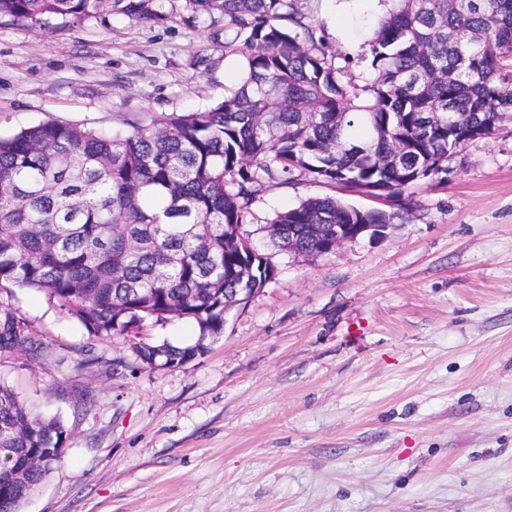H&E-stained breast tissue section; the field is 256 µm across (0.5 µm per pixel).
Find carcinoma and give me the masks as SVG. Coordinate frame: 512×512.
Instances as JSON below:
<instances>
[{
	"label": "carcinoma",
	"mask_w": 512,
	"mask_h": 512,
	"mask_svg": "<svg viewBox=\"0 0 512 512\" xmlns=\"http://www.w3.org/2000/svg\"><path fill=\"white\" fill-rule=\"evenodd\" d=\"M157 0H0V19L42 28L101 12L159 18ZM224 17V48L246 61L217 106L162 116L124 134L48 119L0 136V290L43 293L93 337L131 335L148 321L189 320L224 332V289H262L274 267L239 235L263 182L312 178L349 193L380 188L399 211L359 214L331 197L283 211L277 224H392L411 210L412 175L464 142L448 129L512 116V0H393L370 39L375 79L363 86L317 44L293 0H188ZM287 20L303 29L281 25ZM33 360L43 343L0 305V352ZM183 366L194 347L168 346ZM63 422L0 384V448H52L24 483L0 484V512H21L63 457Z\"/></svg>",
	"instance_id": "1"
}]
</instances>
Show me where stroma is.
Listing matches in <instances>:
<instances>
[{"label":"stroma","mask_w":512,"mask_h":512,"mask_svg":"<svg viewBox=\"0 0 512 512\" xmlns=\"http://www.w3.org/2000/svg\"><path fill=\"white\" fill-rule=\"evenodd\" d=\"M294 5L358 83L374 78L365 34L389 0ZM159 10L0 23V135L49 118L118 131L223 101L241 62L223 18ZM412 192L383 236L308 259L270 241L278 212L373 199L257 186L241 233L276 275L175 369L91 338L43 293H0L46 345L1 356L0 383L69 434L22 512H512V122Z\"/></svg>","instance_id":"obj_1"}]
</instances>
